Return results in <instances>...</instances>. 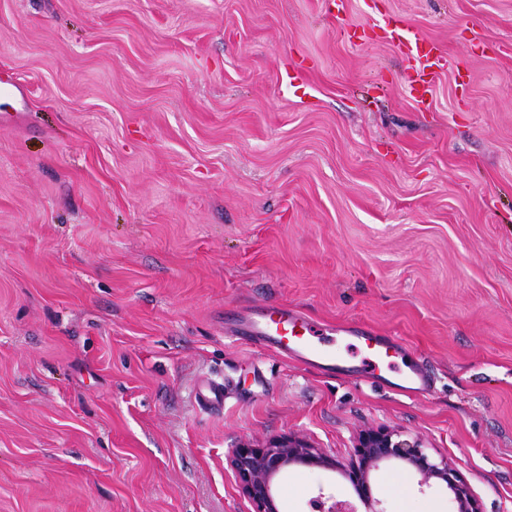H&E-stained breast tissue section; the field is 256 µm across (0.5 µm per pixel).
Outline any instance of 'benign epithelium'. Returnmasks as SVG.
Segmentation results:
<instances>
[{"label": "benign epithelium", "mask_w": 512, "mask_h": 512, "mask_svg": "<svg viewBox=\"0 0 512 512\" xmlns=\"http://www.w3.org/2000/svg\"><path fill=\"white\" fill-rule=\"evenodd\" d=\"M361 457L359 471L367 480L370 470L383 462L401 461L420 476L418 486L429 487L431 480L443 481L453 494L455 512H482L478 500L446 457L434 458L418 436L399 428L366 430L358 438ZM325 453L306 438L288 434L269 440L261 448L240 446L227 456V465L235 475L242 494L251 504V512H279L273 494V481L285 468L295 464L325 465ZM315 512H358L349 500L319 492L312 500Z\"/></svg>", "instance_id": "1"}]
</instances>
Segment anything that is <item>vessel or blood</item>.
Instances as JSON below:
<instances>
[{
    "mask_svg": "<svg viewBox=\"0 0 512 512\" xmlns=\"http://www.w3.org/2000/svg\"><path fill=\"white\" fill-rule=\"evenodd\" d=\"M391 38L407 54L415 56L420 67L415 91L425 96L428 90L429 70L438 60L426 51L417 34L395 29ZM227 332L241 333L250 339L290 357L305 367L324 374H338L346 366L336 357L335 337L328 335L323 325L315 323L300 310L288 307H257L248 305L234 310L224 319ZM343 335L363 344L368 356L360 370L364 376H380L383 384L406 396H422L431 388V377L422 364L403 362L393 366L398 353L392 350L386 337L372 335L366 328L345 325ZM194 401L203 410H214L224 405V386L210 379L201 380L194 389Z\"/></svg>",
    "mask_w": 512,
    "mask_h": 512,
    "instance_id": "vessel-or-blood-1",
    "label": "vessel or blood"
}]
</instances>
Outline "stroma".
Returning <instances> with one entry per match:
<instances>
[{
    "label": "stroma",
    "instance_id": "35a3bbf8",
    "mask_svg": "<svg viewBox=\"0 0 512 512\" xmlns=\"http://www.w3.org/2000/svg\"><path fill=\"white\" fill-rule=\"evenodd\" d=\"M389 20L443 58L425 102ZM0 79V512H250L226 456L289 433L337 462L278 476L309 512L385 427L512 512V0H0ZM252 303L389 336L433 391L226 337ZM194 401L202 410L224 408V385L212 379L201 380L194 389Z\"/></svg>",
    "mask_w": 512,
    "mask_h": 512
}]
</instances>
